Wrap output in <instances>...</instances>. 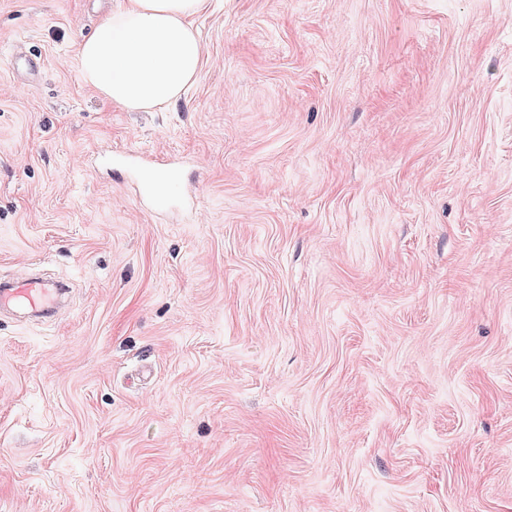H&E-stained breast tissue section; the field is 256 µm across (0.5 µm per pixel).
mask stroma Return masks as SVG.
Segmentation results:
<instances>
[{"label":"stroma","mask_w":512,"mask_h":512,"mask_svg":"<svg viewBox=\"0 0 512 512\" xmlns=\"http://www.w3.org/2000/svg\"><path fill=\"white\" fill-rule=\"evenodd\" d=\"M119 4L0 0V277L73 289L0 319V512H512V0H212L157 112L76 66Z\"/></svg>","instance_id":"35a3bbf8"}]
</instances>
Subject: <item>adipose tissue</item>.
Masks as SVG:
<instances>
[{"instance_id":"obj_1","label":"adipose tissue","mask_w":512,"mask_h":512,"mask_svg":"<svg viewBox=\"0 0 512 512\" xmlns=\"http://www.w3.org/2000/svg\"><path fill=\"white\" fill-rule=\"evenodd\" d=\"M208 0H124L98 21L76 57L85 83L128 112L176 104L198 78L196 21Z\"/></svg>"}]
</instances>
